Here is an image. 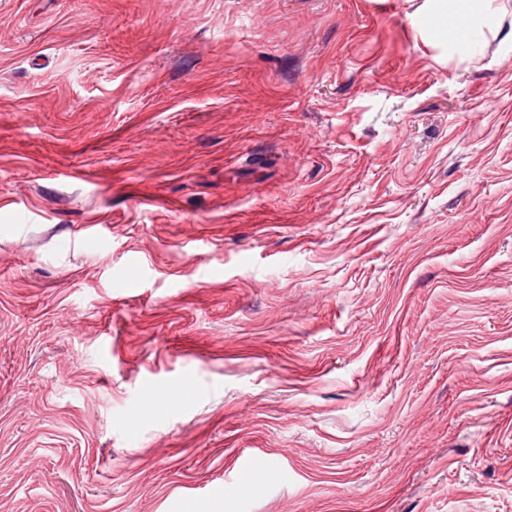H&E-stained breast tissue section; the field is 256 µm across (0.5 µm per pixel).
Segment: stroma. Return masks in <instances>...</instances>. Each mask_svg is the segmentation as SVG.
<instances>
[{"label": "stroma", "instance_id": "obj_1", "mask_svg": "<svg viewBox=\"0 0 512 512\" xmlns=\"http://www.w3.org/2000/svg\"><path fill=\"white\" fill-rule=\"evenodd\" d=\"M432 11L0 0V512H512V0ZM437 15L441 18L448 19V14L446 12H441ZM438 16H425L421 23L426 29L430 30L432 34L437 36H441L446 33L454 35L458 32L461 26L459 19H448V23H444ZM241 471L249 483H259L270 478V472L258 453L247 456L241 465Z\"/></svg>", "mask_w": 512, "mask_h": 512}]
</instances>
